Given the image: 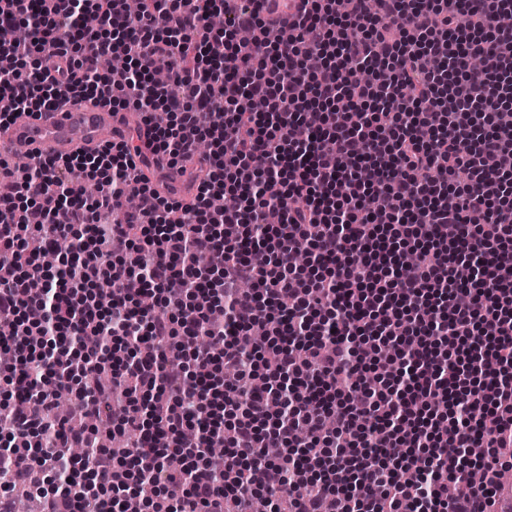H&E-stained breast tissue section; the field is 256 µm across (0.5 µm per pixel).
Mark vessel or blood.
Wrapping results in <instances>:
<instances>
[{"label":"vessel or blood","instance_id":"vessel-or-blood-1","mask_svg":"<svg viewBox=\"0 0 512 512\" xmlns=\"http://www.w3.org/2000/svg\"><path fill=\"white\" fill-rule=\"evenodd\" d=\"M125 130L111 109L89 106L61 112L22 113L0 126V144L22 154H70L118 140Z\"/></svg>","mask_w":512,"mask_h":512}]
</instances>
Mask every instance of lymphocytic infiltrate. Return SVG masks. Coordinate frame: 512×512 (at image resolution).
I'll list each match as a JSON object with an SVG mask.
<instances>
[{"instance_id": "obj_1", "label": "lymphocytic infiltrate", "mask_w": 512, "mask_h": 512, "mask_svg": "<svg viewBox=\"0 0 512 512\" xmlns=\"http://www.w3.org/2000/svg\"><path fill=\"white\" fill-rule=\"evenodd\" d=\"M338 2L275 0L295 20L271 44L247 7L211 29L224 0L133 17L124 0H0V122L87 100L153 128L25 169L0 157V317L17 333L0 338V512L34 470L41 512H494L512 472V0ZM113 55L123 70L101 68ZM159 60L177 92L152 81ZM202 139L188 206L130 160L174 167ZM63 238L64 268L44 266ZM63 389L137 441L116 453L56 424Z\"/></svg>"}]
</instances>
